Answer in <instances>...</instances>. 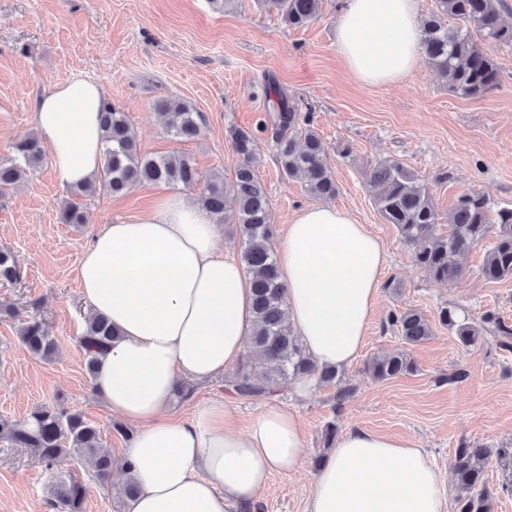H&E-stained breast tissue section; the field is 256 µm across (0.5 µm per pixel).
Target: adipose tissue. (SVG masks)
Listing matches in <instances>:
<instances>
[{
    "label": "adipose tissue",
    "mask_w": 512,
    "mask_h": 512,
    "mask_svg": "<svg viewBox=\"0 0 512 512\" xmlns=\"http://www.w3.org/2000/svg\"><path fill=\"white\" fill-rule=\"evenodd\" d=\"M420 0H341L336 44L365 85L395 83L424 61ZM102 85L82 78L35 101L31 124L65 186L103 167ZM287 324L310 359L345 367L362 351L385 268L381 244L346 209L297 210L277 247ZM90 314L117 338L98 356L93 392L135 429L112 471L138 487L128 512H247L270 478L302 467L295 410L267 403L245 430L215 400L168 417L181 382L212 380L242 360L255 324L251 277L224 251L208 211L162 197L147 214L103 225L78 265ZM305 512H447L439 469L408 439L350 429L306 496Z\"/></svg>",
    "instance_id": "adipose-tissue-1"
}]
</instances>
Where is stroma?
I'll use <instances>...</instances> for the list:
<instances>
[{
  "label": "stroma",
  "mask_w": 512,
  "mask_h": 512,
  "mask_svg": "<svg viewBox=\"0 0 512 512\" xmlns=\"http://www.w3.org/2000/svg\"><path fill=\"white\" fill-rule=\"evenodd\" d=\"M337 13L338 0H324L320 19L294 29L255 0H0V161L11 157L14 141L33 135L36 98L80 77L100 83L126 113L141 155L187 157L201 179L192 188L142 183L123 195H78L47 162L0 196V248L14 251L21 269L16 284L0 285V420L20 423L35 407L56 406L95 423L110 452L129 446L115 431L118 418L94 397L78 346L89 313L77 279L81 254L100 226L146 211L156 197L173 192L196 201L213 175L232 177L239 159L227 137L231 127L257 134L255 173L269 198L274 238L282 240L289 217L314 199L280 172L261 131L274 104L265 92L272 80L309 116L338 186L333 203L379 240L385 271L365 346L343 372L352 397L336 405L335 388L320 384L305 397L291 387L278 395L299 413L308 459L297 473L273 475L255 512H303L318 463L330 452L324 433L331 422L340 434L360 428L418 443L449 496L460 442L490 448L494 512H512V350L493 337L465 350L441 326L407 347L388 322L406 307L434 320L441 307L454 305L475 318L497 314L512 326V279L486 280V249L479 246L468 256L465 277L449 286L434 281L413 264L411 247L364 184L371 164L394 159L424 184L440 214L467 191L512 205V48L482 41L500 81L480 97L450 92L425 64L398 84L366 86L350 76L337 47ZM169 98L201 112L196 138L167 134L155 105ZM69 202L80 205L84 223L60 222ZM33 317L59 344L53 360L32 355L17 338L21 323ZM400 349L413 359L414 372L384 381L367 372L373 356ZM234 375L230 369L186 384L170 415L187 419L222 399L237 426L246 427L264 401L231 393L226 382ZM70 478L87 486L85 512H124V482L98 480L88 457H66L49 472L31 449L0 441V512H50L51 484Z\"/></svg>",
  "instance_id": "obj_1"
}]
</instances>
